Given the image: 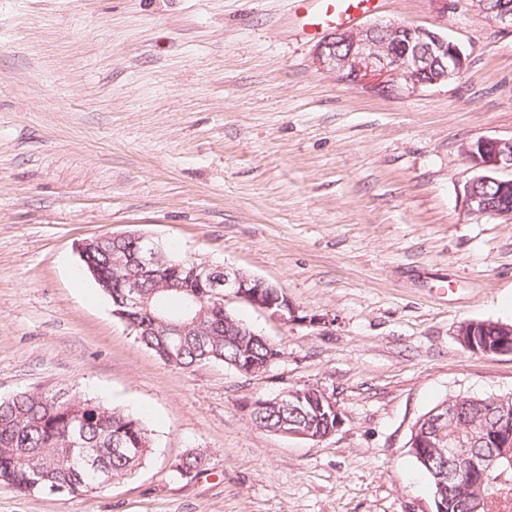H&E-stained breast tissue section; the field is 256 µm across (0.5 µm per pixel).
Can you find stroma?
Wrapping results in <instances>:
<instances>
[{
	"label": "stroma",
	"instance_id": "stroma-1",
	"mask_svg": "<svg viewBox=\"0 0 512 512\" xmlns=\"http://www.w3.org/2000/svg\"><path fill=\"white\" fill-rule=\"evenodd\" d=\"M374 22L447 35L466 71L415 94L342 81L292 0H0V398L77 388L154 440L123 482L0 486V512H431L415 420L512 393V354L457 337L512 324V223L463 193L466 147L512 138V29L474 0H382ZM127 231L281 288L286 322L227 303L279 359L183 371L142 346L80 257ZM303 384L337 402L331 436L252 423ZM196 450L203 471L178 474ZM490 327L491 335H487V328ZM480 332L482 335H480ZM460 344L469 352L483 354L512 353V324L507 323H479L476 321L463 322L457 333ZM483 337L482 340L479 338ZM487 337L497 341L491 345L485 342Z\"/></svg>",
	"mask_w": 512,
	"mask_h": 512
}]
</instances>
